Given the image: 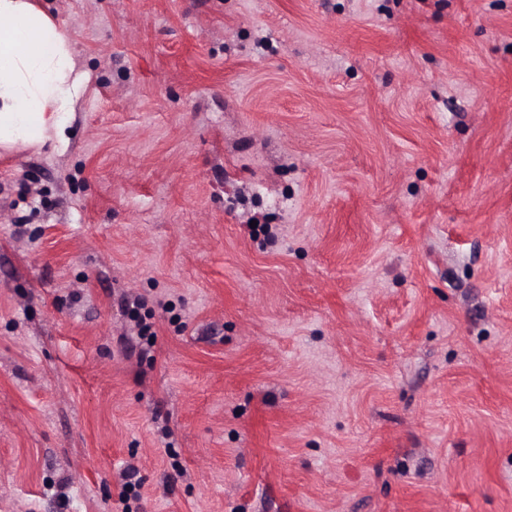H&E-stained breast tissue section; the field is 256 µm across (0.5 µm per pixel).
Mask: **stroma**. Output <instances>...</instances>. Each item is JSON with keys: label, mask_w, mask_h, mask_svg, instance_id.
<instances>
[{"label": "stroma", "mask_w": 512, "mask_h": 512, "mask_svg": "<svg viewBox=\"0 0 512 512\" xmlns=\"http://www.w3.org/2000/svg\"><path fill=\"white\" fill-rule=\"evenodd\" d=\"M38 2L0 512H512V0ZM87 75L70 38L30 0H0V148L64 151Z\"/></svg>", "instance_id": "1"}]
</instances>
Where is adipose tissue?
<instances>
[{"label":"adipose tissue","instance_id":"ef3b65f1","mask_svg":"<svg viewBox=\"0 0 512 512\" xmlns=\"http://www.w3.org/2000/svg\"><path fill=\"white\" fill-rule=\"evenodd\" d=\"M70 38L32 0H0V148L64 151L85 91Z\"/></svg>","mask_w":512,"mask_h":512}]
</instances>
